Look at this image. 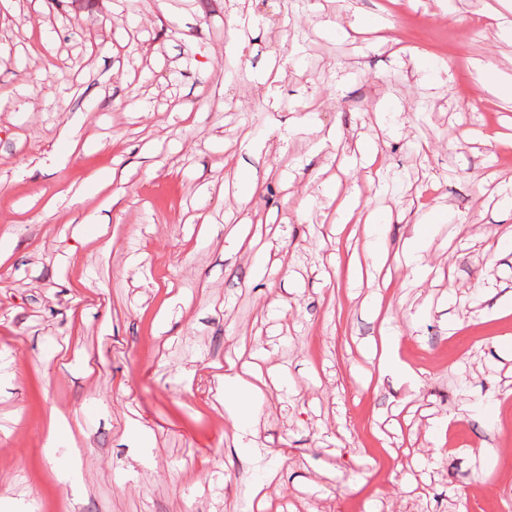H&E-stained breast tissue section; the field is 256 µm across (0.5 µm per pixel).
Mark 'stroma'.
Returning a JSON list of instances; mask_svg holds the SVG:
<instances>
[{"mask_svg":"<svg viewBox=\"0 0 512 512\" xmlns=\"http://www.w3.org/2000/svg\"><path fill=\"white\" fill-rule=\"evenodd\" d=\"M499 6L0 0V504L249 512L265 483L266 512H512V99L481 74H512V41L472 19ZM233 10L262 18L237 46ZM246 169L268 177L243 203ZM350 194L392 252L433 213L424 281L358 276ZM231 361L274 382L243 438ZM381 336V352L378 359V367L381 377L391 374L394 370H398L397 365L392 359L391 345L394 342L396 333L388 322H383L380 330Z\"/></svg>","mask_w":512,"mask_h":512,"instance_id":"1","label":"stroma"}]
</instances>
